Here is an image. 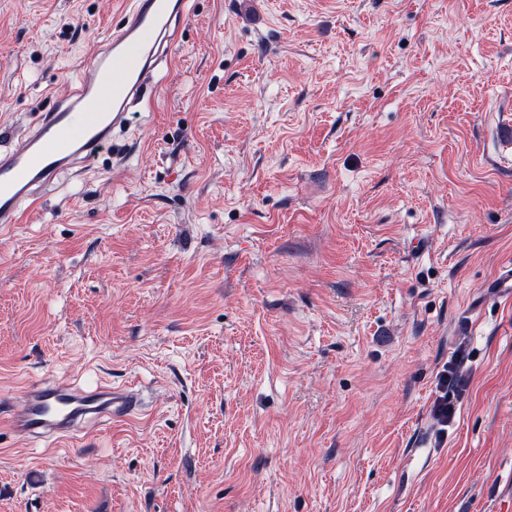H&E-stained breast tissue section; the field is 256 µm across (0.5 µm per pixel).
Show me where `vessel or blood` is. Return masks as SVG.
I'll list each match as a JSON object with an SVG mask.
<instances>
[{
  "instance_id": "b4317fda",
  "label": "vessel or blood",
  "mask_w": 512,
  "mask_h": 512,
  "mask_svg": "<svg viewBox=\"0 0 512 512\" xmlns=\"http://www.w3.org/2000/svg\"><path fill=\"white\" fill-rule=\"evenodd\" d=\"M188 12V0H132L75 95L43 113L13 147L0 150V225L23 223L61 173L87 166L115 131L127 130L131 112L152 103L153 73L177 42ZM143 411L139 391L128 385L81 389L36 381L23 388L8 423L32 439H63L87 422H120Z\"/></svg>"
}]
</instances>
